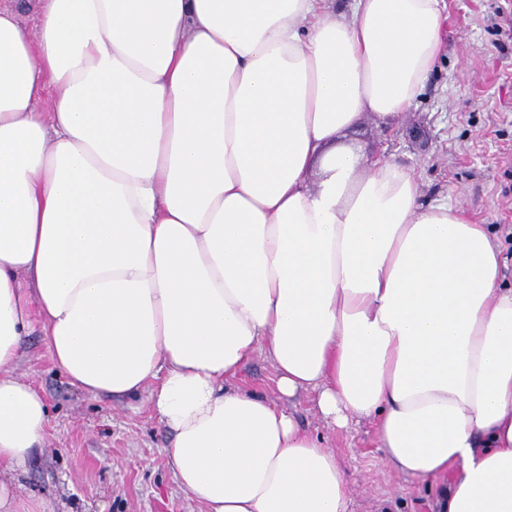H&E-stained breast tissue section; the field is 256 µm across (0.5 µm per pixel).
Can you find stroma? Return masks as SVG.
<instances>
[{
	"label": "stroma",
	"instance_id": "35a3bbf8",
	"mask_svg": "<svg viewBox=\"0 0 512 512\" xmlns=\"http://www.w3.org/2000/svg\"><path fill=\"white\" fill-rule=\"evenodd\" d=\"M448 51L417 103L392 127L370 115L343 144L364 160L379 157L410 169L423 205L448 203L488 225L511 265L512 286V0H446ZM49 405L36 458L13 475L21 499L42 512H204L179 486L164 450L169 431L135 399L94 396L56 367L42 330L29 336L14 366ZM275 368L256 352L233 378L243 390L277 400ZM298 424L335 452L350 488L348 512H434L439 480L404 475L383 461L374 423L329 425L314 391L287 405Z\"/></svg>",
	"mask_w": 512,
	"mask_h": 512
}]
</instances>
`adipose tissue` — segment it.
Instances as JSON below:
<instances>
[{
    "mask_svg": "<svg viewBox=\"0 0 512 512\" xmlns=\"http://www.w3.org/2000/svg\"><path fill=\"white\" fill-rule=\"evenodd\" d=\"M0 4V469L48 425L15 375L41 322L70 383L172 432L205 512H347L335 453L227 381L373 419L440 512H512V287L488 225L339 145L399 121L445 53V0ZM51 96L50 111L39 103Z\"/></svg>",
    "mask_w": 512,
    "mask_h": 512,
    "instance_id": "1",
    "label": "adipose tissue"
}]
</instances>
